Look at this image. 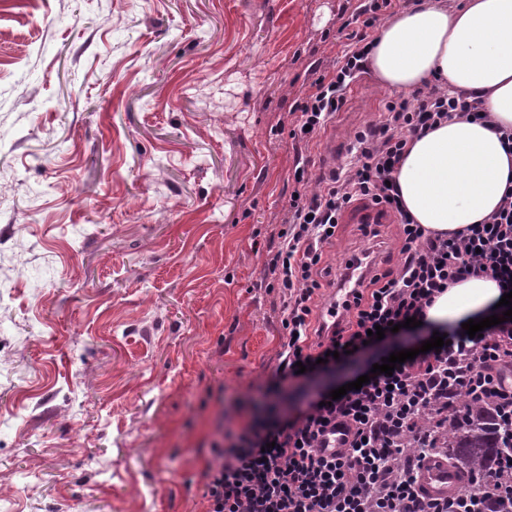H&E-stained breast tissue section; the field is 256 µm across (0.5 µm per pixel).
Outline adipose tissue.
Instances as JSON below:
<instances>
[{"mask_svg":"<svg viewBox=\"0 0 512 512\" xmlns=\"http://www.w3.org/2000/svg\"><path fill=\"white\" fill-rule=\"evenodd\" d=\"M370 66L387 87L408 91L437 78L483 96L497 124L512 128V0H419L378 32ZM512 154L478 122L450 121L414 137L397 173L401 200L416 223L457 232L495 211ZM496 283L470 278L438 297L428 322L445 326L486 311Z\"/></svg>","mask_w":512,"mask_h":512,"instance_id":"obj_1","label":"adipose tissue"}]
</instances>
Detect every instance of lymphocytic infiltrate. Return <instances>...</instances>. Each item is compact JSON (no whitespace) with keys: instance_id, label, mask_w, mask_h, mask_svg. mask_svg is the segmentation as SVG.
Masks as SVG:
<instances>
[{"instance_id":"1","label":"lymphocytic infiltrate","mask_w":512,"mask_h":512,"mask_svg":"<svg viewBox=\"0 0 512 512\" xmlns=\"http://www.w3.org/2000/svg\"><path fill=\"white\" fill-rule=\"evenodd\" d=\"M391 8L392 0H361L343 20L337 56L328 67L314 68L292 111L289 136L304 150L318 147L366 73L375 32ZM472 119L495 126L483 97L436 82L384 99L377 117L355 131L346 161L329 173L313 174L308 159L297 162L296 184L313 190L291 198L263 274L283 313L279 364L259 391L263 415L211 445L208 512H496L498 501L512 504V452L475 477L470 493L428 498L417 489L420 465L444 454L449 414L465 421V403L478 399L512 423V320L474 338L461 325L448 326L446 346L396 365L393 374L371 375L337 400L314 384L377 348L374 327L395 324L400 335L431 339L435 327L425 310L460 281L485 277L501 292L512 291V180L491 215L451 235L416 224L393 184L413 137ZM358 201L394 217L403 260L382 272L370 267V252L351 255V262L369 268L333 325L321 304L330 274L324 249ZM412 317L418 327L404 328ZM339 427L342 450L321 455L323 437Z\"/></svg>"}]
</instances>
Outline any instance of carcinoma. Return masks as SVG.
Listing matches in <instances>:
<instances>
[{"mask_svg":"<svg viewBox=\"0 0 512 512\" xmlns=\"http://www.w3.org/2000/svg\"><path fill=\"white\" fill-rule=\"evenodd\" d=\"M445 441L449 465L470 480L477 467L492 465L497 455L512 448V432L507 426L495 424L494 414L486 410L472 414L463 426L448 417Z\"/></svg>","mask_w":512,"mask_h":512,"instance_id":"carcinoma-1","label":"carcinoma"}]
</instances>
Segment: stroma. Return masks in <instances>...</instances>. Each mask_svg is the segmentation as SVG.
Returning a JSON list of instances; mask_svg holds the SVG:
<instances>
[{"label":"stroma","mask_w":512,"mask_h":512,"mask_svg":"<svg viewBox=\"0 0 512 512\" xmlns=\"http://www.w3.org/2000/svg\"><path fill=\"white\" fill-rule=\"evenodd\" d=\"M351 0H0V512H206L278 363L289 112ZM392 90L357 83L310 156ZM340 225L325 262L401 260Z\"/></svg>","instance_id":"obj_1"}]
</instances>
